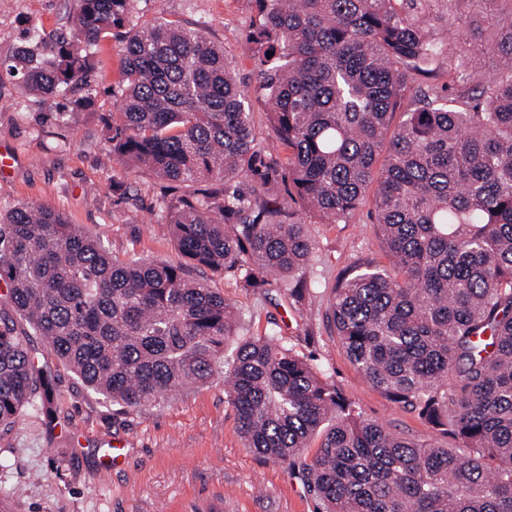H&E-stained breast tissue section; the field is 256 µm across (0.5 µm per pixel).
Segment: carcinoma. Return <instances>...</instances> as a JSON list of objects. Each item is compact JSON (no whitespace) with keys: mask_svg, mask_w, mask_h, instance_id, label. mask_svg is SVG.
<instances>
[{"mask_svg":"<svg viewBox=\"0 0 512 512\" xmlns=\"http://www.w3.org/2000/svg\"><path fill=\"white\" fill-rule=\"evenodd\" d=\"M133 2L81 0L70 32L25 33L0 76L54 99L123 34L107 142L164 186L186 264L120 260L22 204L0 214L7 301L129 410L224 369L245 447L298 468L319 512H512V0H254L255 95L286 156L256 148L224 48L131 24ZM368 200L387 262L341 279L330 327L375 389L461 452L365 418L275 330L240 334L233 304L190 274L284 286L304 308L316 241L299 212L346 224ZM53 398L52 370L0 320V426L51 417Z\"/></svg>","mask_w":512,"mask_h":512,"instance_id":"obj_1","label":"carcinoma"}]
</instances>
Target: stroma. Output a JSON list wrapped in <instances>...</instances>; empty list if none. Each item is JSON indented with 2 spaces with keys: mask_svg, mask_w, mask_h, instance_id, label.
Returning a JSON list of instances; mask_svg holds the SVG:
<instances>
[{
  "mask_svg": "<svg viewBox=\"0 0 512 512\" xmlns=\"http://www.w3.org/2000/svg\"><path fill=\"white\" fill-rule=\"evenodd\" d=\"M79 0H0V59L8 58L25 29L44 35L69 27ZM179 22L222 45L234 62L241 90L251 95L257 71L244 41L253 16L251 0H134L132 20L158 17ZM120 41L103 42L91 80L96 106L67 120L59 113L69 98L54 101L0 79V213L20 205L45 204L88 235L99 237L113 256L158 259L177 265L180 253L168 224L157 182L112 160L103 119L112 110L119 74ZM318 249L312 260L316 298L300 310L278 294L240 288L235 279L214 275L210 283L240 312L244 333L276 323L285 343L312 359L325 376L355 400L364 417L395 433L456 447L452 437L425 425L417 411L391 402L349 362L326 325L337 280L359 264L385 263L371 204L345 224H311ZM14 325L41 365L57 369L54 424L23 414L0 431V483L17 487L11 512H192L194 504L222 495L223 512H317L319 503L288 465L245 448L224 377L191 385L155 406L123 411L60 369L42 336L23 318ZM123 456L104 476L103 456L113 440Z\"/></svg>",
  "mask_w": 512,
  "mask_h": 512,
  "instance_id": "1",
  "label": "stroma"
}]
</instances>
